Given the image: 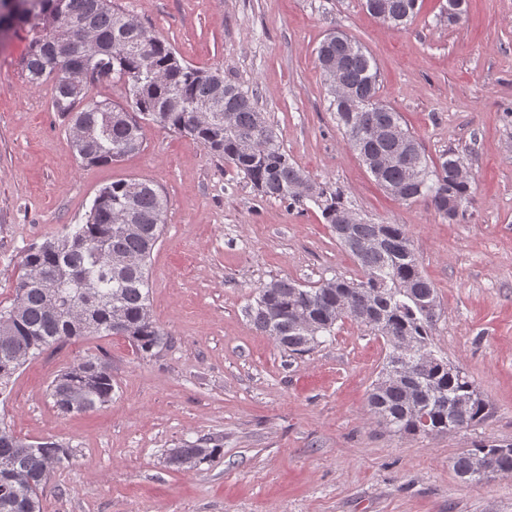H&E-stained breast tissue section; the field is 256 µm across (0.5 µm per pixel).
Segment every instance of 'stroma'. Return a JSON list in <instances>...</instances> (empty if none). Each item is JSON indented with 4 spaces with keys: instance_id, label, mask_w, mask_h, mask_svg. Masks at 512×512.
Instances as JSON below:
<instances>
[{
    "instance_id": "stroma-1",
    "label": "stroma",
    "mask_w": 512,
    "mask_h": 512,
    "mask_svg": "<svg viewBox=\"0 0 512 512\" xmlns=\"http://www.w3.org/2000/svg\"><path fill=\"white\" fill-rule=\"evenodd\" d=\"M189 64L221 69L255 92L290 160L342 190L353 209L403 225L439 305L431 343L488 402L482 423L400 435L367 395L382 337L346 319L303 355L257 331L245 310L273 278L305 285L359 278L320 210L257 194L193 137L145 129L141 152L108 165L74 154L53 81L29 85L24 31L0 35V304L10 305L30 246L81 224L97 191L148 179L170 207L150 259V304L171 341L143 357L121 336H85L30 359L0 395V420L31 440L70 443L42 512H512V476L475 484L454 459L479 442L512 444V0H465L448 26L425 0L392 29L365 0H117ZM340 30L379 69V97L426 155L461 154L471 192L463 217L405 203L377 185L329 107L315 50ZM92 356L112 369V400L59 414L48 386ZM218 441L177 469L170 450Z\"/></svg>"
}]
</instances>
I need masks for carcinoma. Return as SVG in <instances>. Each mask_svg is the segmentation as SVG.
Returning <instances> with one entry per match:
<instances>
[{
    "label": "carcinoma",
    "instance_id": "carcinoma-1",
    "mask_svg": "<svg viewBox=\"0 0 512 512\" xmlns=\"http://www.w3.org/2000/svg\"><path fill=\"white\" fill-rule=\"evenodd\" d=\"M21 7L0 16V27L14 25L26 32L28 49L22 70L32 85L51 78L58 65L53 34L66 23L73 35L93 33L97 55L90 63L93 80L108 79L120 85L125 103L87 101L88 87L74 92L61 79L54 80L52 106L71 125L92 133L71 140L85 161L110 164L144 148V124L151 123L197 139L213 156L223 159L243 175L264 197L289 209L307 202L321 211L333 230L355 216L343 195L332 191L288 158L277 133L256 105L254 93L224 79L219 70L187 64L156 32L146 28L116 0H18ZM367 9L393 27L409 24L422 0H366ZM320 68L337 65L338 78L358 99H338L329 74H324L330 107L348 146L360 159H387L396 153L401 161L386 166L374 179L403 202L428 200L443 219H456L464 206L470 180L460 179L463 158L450 150L437 160L425 155L417 137L405 127L393 108L377 96L379 72L363 46L345 34L328 36L316 50ZM199 101H211L215 112H196ZM169 200L146 179H123L103 187L95 197L85 223L69 225L65 232L32 247L18 276L11 305H0V389L27 360L51 347L80 336H123L140 355H151L167 340L153 319L149 301V260L165 223ZM348 224V223H346ZM349 236L340 244L355 258L360 277H339L315 285L288 278H273L257 290L247 314L261 333L284 350L301 355L333 333L347 317L382 337L389 351L383 368L396 356V344L406 341L415 353H432L433 318L425 305L437 303L438 294L419 269L411 241L400 224H372L356 219L348 224ZM356 241L369 246L357 251ZM368 295L367 309L340 311L344 293ZM308 314V330L297 316ZM83 359L54 378L49 396L61 414L99 409L112 400V372L101 359L96 367ZM464 406L465 427L487 416V403L461 371H448L437 357L425 364L415 359L409 378L376 380L368 394L370 411L378 422L407 435H433L456 429L451 408ZM428 425L421 423V416ZM218 448L212 439L176 448L169 464L190 467L210 457ZM497 455L501 474L512 473V449L480 442L456 458L458 474L472 470L481 455ZM74 456L73 447L53 439L27 440L0 421V512H15V503L44 492L54 469Z\"/></svg>",
    "mask_w": 512,
    "mask_h": 512
}]
</instances>
